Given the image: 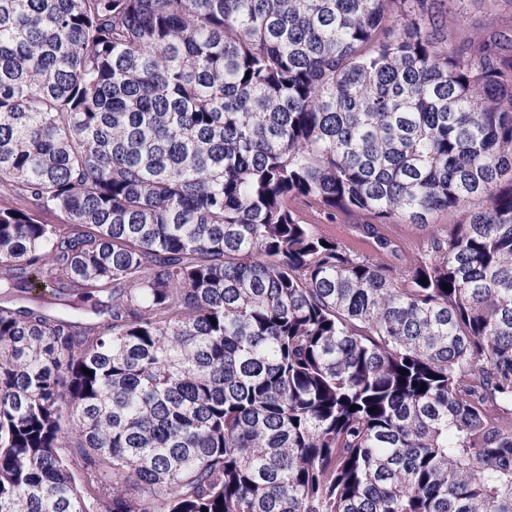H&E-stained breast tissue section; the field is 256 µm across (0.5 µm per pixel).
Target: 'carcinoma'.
<instances>
[{
	"mask_svg": "<svg viewBox=\"0 0 512 512\" xmlns=\"http://www.w3.org/2000/svg\"><path fill=\"white\" fill-rule=\"evenodd\" d=\"M464 2L0 0V512H512V27ZM434 224H448V214L446 213H435L432 217V223L426 227L420 226V224H394L391 228L393 235L396 236L401 245H404L406 253L405 258H408L407 246H410L413 242L425 236L432 229Z\"/></svg>",
	"mask_w": 512,
	"mask_h": 512,
	"instance_id": "1",
	"label": "carcinoma"
}]
</instances>
